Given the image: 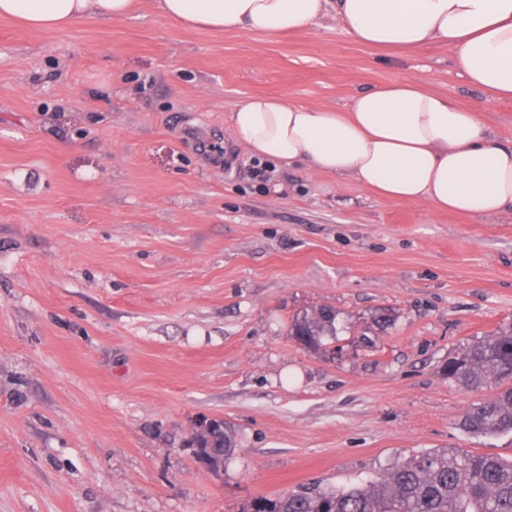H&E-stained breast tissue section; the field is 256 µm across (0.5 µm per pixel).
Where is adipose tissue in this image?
<instances>
[{
  "instance_id": "obj_1",
  "label": "adipose tissue",
  "mask_w": 512,
  "mask_h": 512,
  "mask_svg": "<svg viewBox=\"0 0 512 512\" xmlns=\"http://www.w3.org/2000/svg\"><path fill=\"white\" fill-rule=\"evenodd\" d=\"M134 0H0V18L32 30L118 19ZM188 30L266 37L327 20L360 43L395 52L437 44L474 87L512 98V0H155ZM230 138L269 161L350 179L378 196L473 217L512 214V142L448 96L402 80L342 109L249 96L231 111Z\"/></svg>"
}]
</instances>
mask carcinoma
I'll list each match as a JSON object with an SVG mask.
<instances>
[{"label": "carcinoma", "mask_w": 512, "mask_h": 512, "mask_svg": "<svg viewBox=\"0 0 512 512\" xmlns=\"http://www.w3.org/2000/svg\"><path fill=\"white\" fill-rule=\"evenodd\" d=\"M336 309L321 306L296 315L290 336L305 349L325 348L337 335ZM448 379L477 392L494 383L497 392L472 402L459 425L474 437L512 435V331L492 334L448 359ZM196 456L218 470L234 454L237 430L213 419L190 438ZM242 512H512V458L427 450L395 461L381 478L348 487L302 485L251 499Z\"/></svg>", "instance_id": "carcinoma-1"}]
</instances>
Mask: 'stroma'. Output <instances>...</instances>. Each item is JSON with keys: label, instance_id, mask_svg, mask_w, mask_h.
Instances as JSON below:
<instances>
[{"label": "stroma", "instance_id": "35a3bbf8", "mask_svg": "<svg viewBox=\"0 0 512 512\" xmlns=\"http://www.w3.org/2000/svg\"><path fill=\"white\" fill-rule=\"evenodd\" d=\"M404 79L512 138V100L438 45L190 31L155 0L56 31L0 19V512H241L426 449L512 456L460 429L476 395L446 372L512 328V217L300 164L262 190L225 132L250 95L336 109ZM323 305L341 331L303 349L291 321ZM202 415L238 432L216 471L187 446Z\"/></svg>", "mask_w": 512, "mask_h": 512}]
</instances>
